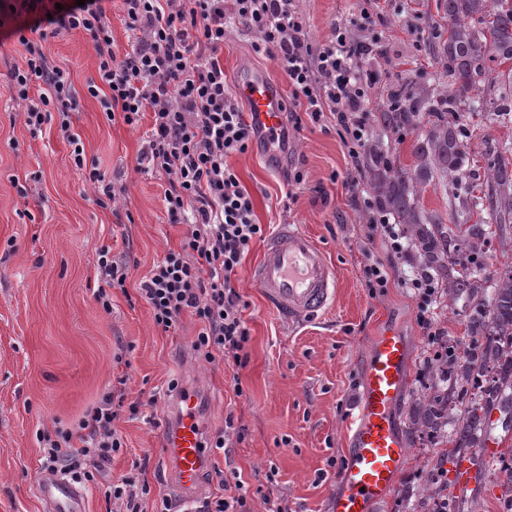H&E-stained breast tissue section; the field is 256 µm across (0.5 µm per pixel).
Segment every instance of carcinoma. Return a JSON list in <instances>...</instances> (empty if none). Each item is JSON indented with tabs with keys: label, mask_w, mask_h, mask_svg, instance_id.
<instances>
[{
	"label": "carcinoma",
	"mask_w": 512,
	"mask_h": 512,
	"mask_svg": "<svg viewBox=\"0 0 512 512\" xmlns=\"http://www.w3.org/2000/svg\"><path fill=\"white\" fill-rule=\"evenodd\" d=\"M437 16L431 23L437 39L432 78L389 84L386 96L397 106L381 107L376 115L386 132H418L412 164L401 165L377 140L366 152L365 167L377 206L404 225L408 247L438 282L440 306L453 310L463 302L469 343L462 350L448 344L427 361V387L411 422L413 436H428L432 447L455 456L462 448L484 447L492 411L512 413V263L490 282L482 274L490 229L484 221L469 223L472 209L462 181L469 175L470 152L457 120L460 103L482 83L490 110L512 112V0H438ZM510 151L486 157L487 192L479 204L497 224L512 216V159L504 157ZM437 177L454 190L455 208L446 220L419 205ZM466 385L477 392L461 407L457 394ZM496 481L512 489L507 451ZM440 497L448 499V512H462L453 483L432 469L414 512H434Z\"/></svg>",
	"instance_id": "1"
}]
</instances>
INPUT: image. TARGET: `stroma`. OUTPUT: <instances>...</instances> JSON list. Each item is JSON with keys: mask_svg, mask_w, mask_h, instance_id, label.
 <instances>
[{"mask_svg": "<svg viewBox=\"0 0 512 512\" xmlns=\"http://www.w3.org/2000/svg\"><path fill=\"white\" fill-rule=\"evenodd\" d=\"M316 43L328 40L337 18L356 21L359 34L378 38L391 75L420 76L434 67L428 22L437 0H380V16L362 19L363 0H300ZM254 35L233 32L224 45L227 83L247 68L266 70L281 93L288 79L270 58L256 53ZM45 53L69 71L78 91L72 129L86 154L77 169L56 123L41 132L25 126V105L9 96L10 68L23 48L0 31V512H44L33 485L43 469L42 436L56 425L76 427L113 389L124 388L137 413L122 412L116 422L122 438L84 484L85 512H111L105 491L113 479L135 477L149 486L143 512H157L159 494H171L167 451L161 435L174 420L169 381L192 387L202 397L204 437L223 429L227 415L241 418L245 430L233 439L229 455L210 454L199 498L221 495V469L232 465L247 482L246 512H268L256 488L276 468L278 490L291 512H332L344 486L338 476L350 453L344 437V411L355 400L367 352L376 336L393 329L408 345L406 398L394 411L401 437H408L412 405L424 390L428 355L435 341L419 325L431 311L442 336L461 342L463 312L449 314L413 291L394 285L374 295L362 270L367 260L393 263L399 278L417 265L414 255L392 258L381 240H368L370 213L355 202L343 182L351 164L334 126L302 121L288 130V153L266 159L261 145L229 157L253 198L258 223L299 224L324 248L339 288L325 315L292 324L268 310L248 279L258 249H251L233 278L247 304L249 359L239 373L223 362L197 359L191 344L200 324L183 315L175 329L159 328L137 292L139 282L166 250L178 247L187 225L170 223L162 197L164 180L137 172V155L149 121L133 129L111 122L86 85L98 77V59L89 35L64 32L47 38ZM469 146L471 189L487 172L490 148L512 142V115L467 113L462 125ZM299 169L304 182L290 189L284 167ZM98 169L115 201L100 206L89 179ZM110 248L113 261L126 266L124 287L109 291L112 307L95 300L100 284L98 259ZM241 391H234V384ZM468 456L477 481L465 490L476 512H512L504 507L493 472L499 466L477 450ZM433 451L410 446L405 466L386 500L373 512H411L407 487L419 486L432 467Z\"/></svg>", "mask_w": 512, "mask_h": 512, "instance_id": "35a3bbf8", "label": "stroma"}]
</instances>
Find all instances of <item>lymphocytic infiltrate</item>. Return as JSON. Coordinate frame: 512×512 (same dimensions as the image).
<instances>
[{
    "instance_id": "lymphocytic-infiltrate-1",
    "label": "lymphocytic infiltrate",
    "mask_w": 512,
    "mask_h": 512,
    "mask_svg": "<svg viewBox=\"0 0 512 512\" xmlns=\"http://www.w3.org/2000/svg\"><path fill=\"white\" fill-rule=\"evenodd\" d=\"M29 28L15 33L25 51L12 66L8 92L24 101V123L37 131L57 121L71 146L76 167L84 148L71 128L77 91L68 72L46 55L42 42L63 31L91 38L99 80L87 91L98 98L109 120L138 126L151 116V128L137 168L165 179L163 202L170 223L190 225L179 249L167 250L142 280L140 297L157 326L176 327L183 314L200 328L193 343L199 359L223 358L232 370L245 367L249 334L247 307L232 284L244 258L264 228L254 204L227 159L247 151L252 130L226 90L219 55L229 26L256 34L254 48L269 56L288 79L291 101L311 123L333 121L352 167L346 186L362 195V156L368 142L366 112L381 69L370 63L376 40L360 38L337 19L331 39L313 43L296 0H121L130 33L117 54L103 0H13ZM367 208L373 198L363 197ZM124 394L108 395L78 423L56 427L44 450L45 466L75 482L91 481L118 450L115 420Z\"/></svg>"
}]
</instances>
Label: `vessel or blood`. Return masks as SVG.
<instances>
[{
    "instance_id": "b4317fda",
    "label": "vessel or blood",
    "mask_w": 512,
    "mask_h": 512,
    "mask_svg": "<svg viewBox=\"0 0 512 512\" xmlns=\"http://www.w3.org/2000/svg\"><path fill=\"white\" fill-rule=\"evenodd\" d=\"M269 155L285 126V102L265 71L244 70L235 87ZM251 280L269 309L288 321L323 314L336 294V273L324 252L297 224H279L270 234ZM407 348L403 339L383 334L373 343L362 375V388L345 418L351 449L341 473L343 492L333 512H371L385 500L408 454L392 422L394 406L404 399ZM201 401L196 391L184 389L174 400L176 422L164 437L172 462V486L178 504L195 497L207 465L200 424ZM35 490L45 512H84L85 493L57 473L42 471Z\"/></svg>"
}]
</instances>
